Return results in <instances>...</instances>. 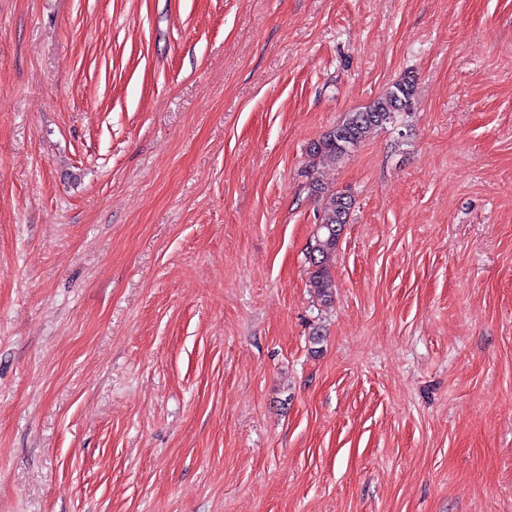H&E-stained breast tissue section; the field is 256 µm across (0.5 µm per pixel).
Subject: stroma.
<instances>
[{
    "mask_svg": "<svg viewBox=\"0 0 512 512\" xmlns=\"http://www.w3.org/2000/svg\"><path fill=\"white\" fill-rule=\"evenodd\" d=\"M0 512H512V0H0ZM415 94V76L404 75L363 110L349 112L342 121L313 141L309 152L334 162L340 161L364 142L373 130L392 123L397 114L411 111ZM311 194L322 202V218L316 234L308 246L312 271L311 287L324 305L332 303L335 282L330 274L329 262L336 253V246L352 206V197L346 191L330 189L318 179L308 185Z\"/></svg>",
    "mask_w": 512,
    "mask_h": 512,
    "instance_id": "obj_1",
    "label": "stroma"
}]
</instances>
